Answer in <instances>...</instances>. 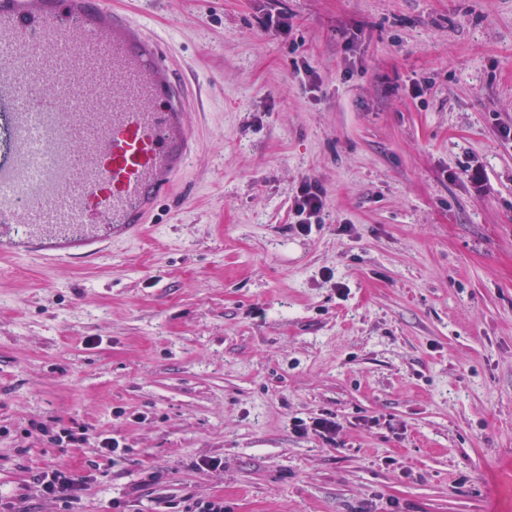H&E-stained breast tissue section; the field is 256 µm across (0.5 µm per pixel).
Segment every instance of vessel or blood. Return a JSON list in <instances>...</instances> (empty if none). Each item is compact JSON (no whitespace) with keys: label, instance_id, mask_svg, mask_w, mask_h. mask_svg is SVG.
Masks as SVG:
<instances>
[{"label":"vessel or blood","instance_id":"1","mask_svg":"<svg viewBox=\"0 0 512 512\" xmlns=\"http://www.w3.org/2000/svg\"><path fill=\"white\" fill-rule=\"evenodd\" d=\"M169 43L114 0H0V259L140 238L198 146Z\"/></svg>","mask_w":512,"mask_h":512}]
</instances>
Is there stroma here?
<instances>
[{
    "label": "stroma",
    "mask_w": 512,
    "mask_h": 512,
    "mask_svg": "<svg viewBox=\"0 0 512 512\" xmlns=\"http://www.w3.org/2000/svg\"><path fill=\"white\" fill-rule=\"evenodd\" d=\"M130 2L205 89L193 202L0 274V493L57 512L62 466L77 512H512V0ZM325 412L335 443L292 431ZM324 198V190L317 181L306 179L299 184L293 200V212L296 229L300 234L309 235L312 224L321 223ZM51 439L62 448L82 445L88 441L87 429L81 426L61 427L52 432ZM87 477L78 479L66 468H55L43 471L35 478L39 496L62 511L70 512L73 505L82 498Z\"/></svg>",
    "instance_id": "35a3bbf8"
}]
</instances>
